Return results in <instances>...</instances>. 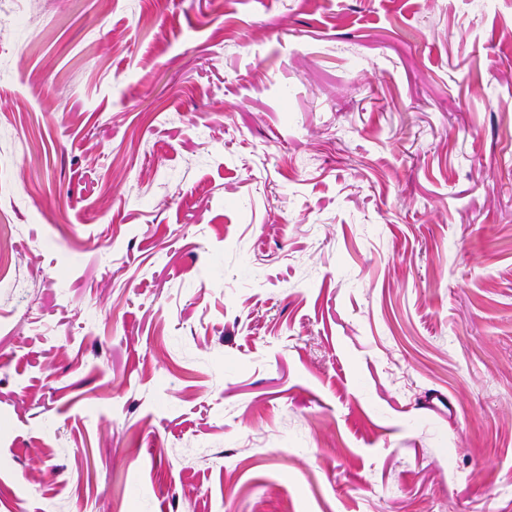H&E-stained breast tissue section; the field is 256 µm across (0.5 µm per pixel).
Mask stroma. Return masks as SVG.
Instances as JSON below:
<instances>
[{"label": "stroma", "mask_w": 512, "mask_h": 512, "mask_svg": "<svg viewBox=\"0 0 512 512\" xmlns=\"http://www.w3.org/2000/svg\"><path fill=\"white\" fill-rule=\"evenodd\" d=\"M0 512H512V0H0Z\"/></svg>", "instance_id": "1"}]
</instances>
